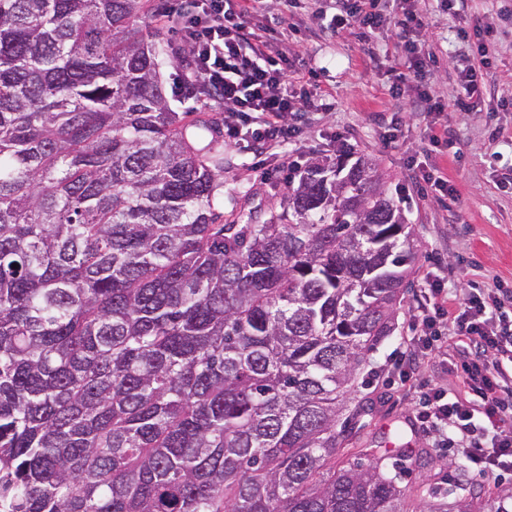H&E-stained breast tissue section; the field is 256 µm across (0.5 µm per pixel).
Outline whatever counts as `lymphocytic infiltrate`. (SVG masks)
<instances>
[{
  "mask_svg": "<svg viewBox=\"0 0 512 512\" xmlns=\"http://www.w3.org/2000/svg\"><path fill=\"white\" fill-rule=\"evenodd\" d=\"M327 30L358 28L371 44L383 28L400 39V71L392 96L413 90L430 118L448 105L423 88L421 80L435 54L424 39L426 14L418 0H333ZM267 0H171L155 17L179 28L192 54L191 75L224 105V135L246 141L249 148L275 150L297 142L301 131L287 122L289 113L306 111L308 96L299 86L292 59L281 39L270 34L261 18ZM492 24L459 28L470 54L457 68L462 89L453 105L470 111L482 92L484 70L493 65L488 36ZM491 293L470 291L449 296L442 277L425 279L414 318L412 358L454 347L462 361L464 381L476 403L454 400L441 390L420 392L418 419L427 429L450 436L462 468L490 479L512 471V324L490 308Z\"/></svg>",
  "mask_w": 512,
  "mask_h": 512,
  "instance_id": "obj_1",
  "label": "lymphocytic infiltrate"
}]
</instances>
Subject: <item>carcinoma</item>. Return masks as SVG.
Wrapping results in <instances>:
<instances>
[{
    "instance_id": "cac0c4a2",
    "label": "carcinoma",
    "mask_w": 512,
    "mask_h": 512,
    "mask_svg": "<svg viewBox=\"0 0 512 512\" xmlns=\"http://www.w3.org/2000/svg\"><path fill=\"white\" fill-rule=\"evenodd\" d=\"M143 0H0V512H512L340 457L417 251L376 164L220 224Z\"/></svg>"
}]
</instances>
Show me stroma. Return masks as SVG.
<instances>
[{
	"mask_svg": "<svg viewBox=\"0 0 512 512\" xmlns=\"http://www.w3.org/2000/svg\"><path fill=\"white\" fill-rule=\"evenodd\" d=\"M429 26L425 37L437 56L423 76L434 94L451 100L458 96L456 72L468 54V46L456 36L460 27L476 21H492L496 59L485 82L488 93L473 111L446 110L441 121L455 143L453 155L428 151L425 122L408 98L393 99L389 88L395 79L392 69L397 53L393 30L380 32L372 47H364L355 28L339 30L335 37L323 34V22L314 17L315 0H302L292 19L296 34L283 43L298 69H316V82L325 93V106L311 105L306 112V135L293 150L310 160L335 155L340 145L352 155L376 159L385 187L414 227L417 262L413 286L404 295L398 325L370 353L357 374L356 397L362 404L355 425L364 427L379 447L389 448V433L403 430L409 447L426 454L424 462L406 465L403 483L447 495L457 484L467 483L481 494L512 491V474L479 482L461 468L450 444H437L434 433L422 430L415 416L419 395L401 384L394 367L415 333L412 308L430 272L448 276L451 293L461 294L486 284L512 291V109L498 105V91L512 86V19L496 14L512 9V0H465L458 16L444 12L437 0H425ZM165 49L160 72L171 107L179 112H203L213 118L225 115L222 104L187 93L190 70L181 63L178 29H162ZM401 119V134L395 143L384 140V127L392 115ZM215 146L224 154V186L219 195L222 223L253 219L260 223L284 210L288 181L284 174L261 180L253 167L254 155L242 143L224 137ZM437 165L453 186V194L426 196L413 184V164ZM419 381L466 401L470 394L462 384L458 359H432L416 371Z\"/></svg>",
	"mask_w": 512,
	"mask_h": 512,
	"instance_id": "stroma-1",
	"label": "stroma"
}]
</instances>
